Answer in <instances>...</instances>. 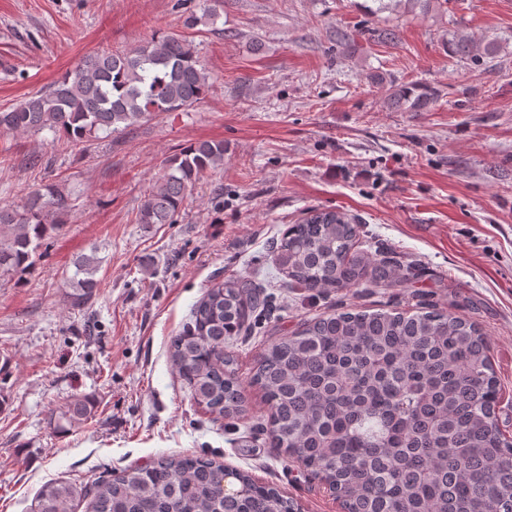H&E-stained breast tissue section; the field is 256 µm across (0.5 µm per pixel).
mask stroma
Masks as SVG:
<instances>
[{
  "mask_svg": "<svg viewBox=\"0 0 512 512\" xmlns=\"http://www.w3.org/2000/svg\"><path fill=\"white\" fill-rule=\"evenodd\" d=\"M201 0H0V111L48 88L90 53L183 29ZM371 0H224L216 27L188 31L208 75L203 100L79 144L0 135V206L52 183L69 199L30 271L0 280V512H32L50 480L87 481L154 459L205 456L276 488L299 512H342L318 476L271 447L255 357L334 311L432 305L474 322L512 438V0H447L379 15ZM399 32L394 44L376 30ZM459 31L503 49L488 70L450 57ZM348 34V44L337 33ZM386 81L374 84L373 71ZM441 92L427 112L393 111L391 82ZM223 141L224 166L172 224L135 216L168 155ZM360 226L359 249L416 267L398 288L312 295L275 276L273 241L311 209ZM97 253L93 304L67 301L73 262ZM265 285L268 307L224 343L245 411L194 402L170 341L207 289ZM77 397L88 421L64 413Z\"/></svg>",
  "mask_w": 512,
  "mask_h": 512,
  "instance_id": "1",
  "label": "stroma"
}]
</instances>
